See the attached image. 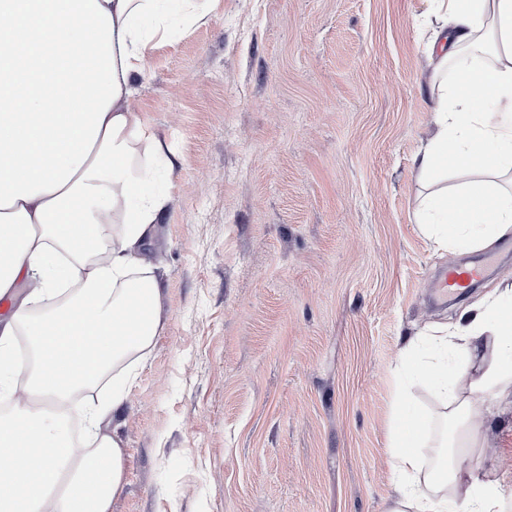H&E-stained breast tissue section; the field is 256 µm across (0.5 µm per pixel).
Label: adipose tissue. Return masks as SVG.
Returning a JSON list of instances; mask_svg holds the SVG:
<instances>
[{"instance_id":"ef3b65f1","label":"adipose tissue","mask_w":512,"mask_h":512,"mask_svg":"<svg viewBox=\"0 0 512 512\" xmlns=\"http://www.w3.org/2000/svg\"><path fill=\"white\" fill-rule=\"evenodd\" d=\"M435 24L429 84L436 133L413 164L436 249L468 253L512 236V0H424ZM219 0H0V298L25 284L50 306L0 320V512H111L127 459L101 425L126 401L84 409L73 396L108 365L145 353L157 336L161 284L148 245L171 200L149 189L147 165L172 166L133 105L134 78L180 23ZM26 331L37 362L15 389L13 353ZM432 353L402 349L407 374L433 386L452 447L471 467H425L433 441L409 389L397 395L389 448L398 488L388 512H505L512 482L483 463L480 428L512 411V284L434 327Z\"/></svg>"}]
</instances>
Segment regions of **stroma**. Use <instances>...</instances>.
<instances>
[{"label": "stroma", "instance_id": "1", "mask_svg": "<svg viewBox=\"0 0 512 512\" xmlns=\"http://www.w3.org/2000/svg\"><path fill=\"white\" fill-rule=\"evenodd\" d=\"M423 10L221 0L135 78L177 162L150 246L164 328L102 424L127 453L112 512H386L404 340L512 281V237L443 252L415 218ZM483 438L512 471V415Z\"/></svg>", "mask_w": 512, "mask_h": 512}]
</instances>
